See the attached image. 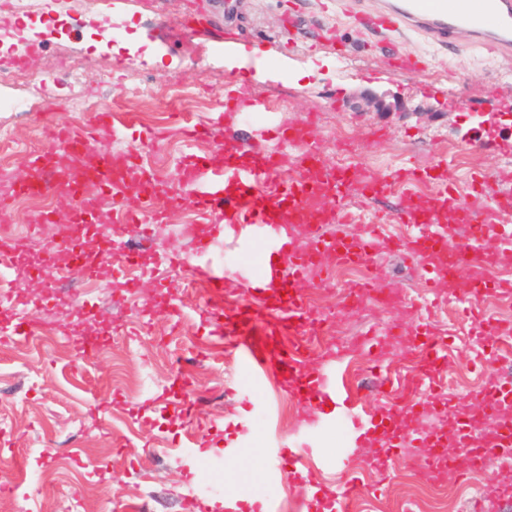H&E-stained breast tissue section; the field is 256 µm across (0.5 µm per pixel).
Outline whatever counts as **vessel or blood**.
Instances as JSON below:
<instances>
[{
  "label": "vessel or blood",
  "mask_w": 512,
  "mask_h": 512,
  "mask_svg": "<svg viewBox=\"0 0 512 512\" xmlns=\"http://www.w3.org/2000/svg\"><path fill=\"white\" fill-rule=\"evenodd\" d=\"M352 14L360 26L386 38L416 33L442 44L459 36L492 53H512V0H375L371 10L357 7ZM266 64L262 54H248L239 72L225 79L224 109L218 114L224 124L223 141L216 143L206 162L185 164L167 184L152 179L129 153L119 159L100 151L88 165H76L77 156L98 131L114 130L112 112L89 114L76 127L46 119V145L30 160L35 179L22 182L0 175V223H12L11 202L19 194H63L74 202L68 216L74 232L102 224L110 250L120 252L123 262L134 267L141 253L130 249L128 240L134 235L147 238L150 225L160 223L155 198L164 196L168 209H177L209 172L223 170L228 180H235L236 191H229L226 183L206 191L199 203L212 219L195 230L193 254H173L165 261L190 275H201L198 257L210 253L226 229L259 224L267 244L260 275L243 270L224 285L228 295L238 288L255 292L253 301L239 303L238 320L224 323L226 345L253 364L274 365L290 393L310 402L329 397L334 380L327 370L313 376L302 371L298 360L280 347L286 337L297 336L306 343L329 333L323 313L302 302L299 284L306 281L320 291L335 282L337 267L361 266L362 281L339 287L340 305L354 307L381 295L396 321H410L426 332L432 327L436 306L446 299L443 287L457 285L458 299L473 309L493 294L511 297L512 270L504 263L506 251L512 250V225L505 221L512 215V170L483 173L468 193L455 197L448 191L454 170L447 152H438L429 170L413 165L380 174L367 166L365 153L381 137L376 129L358 141L337 133L336 144L330 147L318 137L317 123L311 120L300 127L279 126L278 148L249 143L239 137L236 121L240 114L257 111L247 75ZM388 66L401 76L423 72L418 56L399 50L390 55ZM290 145L297 150L292 157L286 152ZM332 148L354 156V163L329 164L327 154ZM90 185L108 190L115 204L123 203L128 189H135L140 206L134 211L123 208L113 222L102 223L100 200L86 192ZM403 185L411 191L398 207L373 216L359 235L332 241L325 237V225L343 222L355 194L385 196ZM446 212L456 216L457 235L452 239L440 222ZM383 224L410 226V234L393 241L392 247L404 259L409 275L424 274V286L433 297L430 305L410 301L401 283L389 279L377 262V230ZM31 249L30 239L1 234L0 268L22 258L39 268L53 263L57 255L52 246L37 255ZM480 334L490 342L488 364L512 357L511 328L489 323ZM411 348L418 358L416 370L402 380L394 397L384 398L392 374L377 364L370 369L376 381L372 393L347 387L338 395L336 407L349 417L356 447L367 449V464L388 474L399 463L440 482L483 470L493 456L512 452V418L505 415L512 407V391L500 383L478 393L475 405L455 409L454 451L444 450L441 436L422 429L419 408L435 397L447 361L427 343L415 342ZM420 441L427 444L428 453L415 454Z\"/></svg>",
  "instance_id": "obj_1"
}]
</instances>
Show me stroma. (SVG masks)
<instances>
[{
  "instance_id": "35a3bbf8",
  "label": "stroma",
  "mask_w": 512,
  "mask_h": 512,
  "mask_svg": "<svg viewBox=\"0 0 512 512\" xmlns=\"http://www.w3.org/2000/svg\"><path fill=\"white\" fill-rule=\"evenodd\" d=\"M191 12L198 23L189 35L177 23ZM111 13L141 21L146 51L124 52L116 88L112 52L78 53L80 31L44 47L38 70L18 72L11 87L29 113L0 112V169L25 179L29 154L22 144L39 138L46 113L61 124L83 121L71 109L77 99L93 110L109 97L139 127H167L174 112L208 122L224 102L225 77L255 51L270 64L252 75L261 111L239 120L252 143L274 145L278 126L314 116L324 137L344 131L358 140L380 129L384 137L366 157L379 173L428 165L441 145L465 149L476 141L489 146L483 169L512 167V56L463 41L441 47L414 34L401 46L425 57V75L397 76L387 67L390 42L358 31L343 11L322 12L317 0L290 7L284 0H112ZM331 25L333 42L322 37ZM73 63L82 72L77 84L69 77ZM471 85L482 93L465 104L453 100ZM375 96L397 104L398 113L371 105ZM209 151L168 135L144 151L143 163L166 180L187 155ZM71 207L63 195L19 197L14 233L27 235L31 211L62 215ZM207 219L186 199L169 223L155 228L136 272L92 230L77 249L94 257L93 280L68 282L64 252L41 269L21 263L6 272L11 289L29 297L22 316L38 334L0 347V512H184L190 494L203 512H288L279 449H311V468L335 491L346 470L363 469L351 451V430L332 404L298 402L276 372L225 356L223 339L209 333L208 308L220 303L211 283L188 281L162 264L167 253H192L189 230ZM261 243L259 229L246 228L204 263L218 277L260 269ZM461 312L450 302L436 321L454 335L448 369L458 382L448 392L469 404L493 372L475 367L481 344L459 334ZM390 320L369 303L331 316L356 343L335 363L337 380L356 377L373 355L389 366L409 362L410 353L388 333ZM80 338L97 342L94 359L77 356ZM467 489L451 479L422 495L399 469L375 496L349 509L406 512L422 496L430 512H462Z\"/></svg>"
}]
</instances>
